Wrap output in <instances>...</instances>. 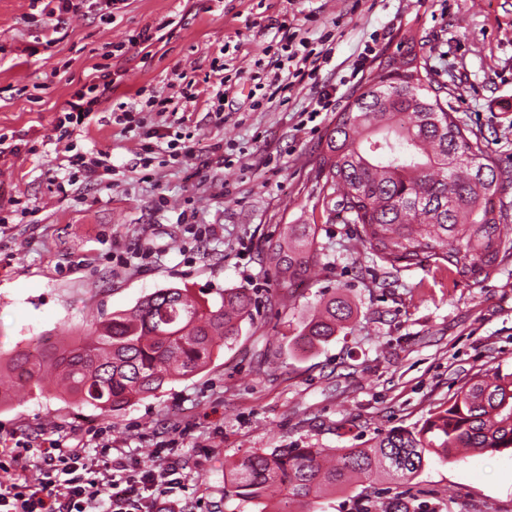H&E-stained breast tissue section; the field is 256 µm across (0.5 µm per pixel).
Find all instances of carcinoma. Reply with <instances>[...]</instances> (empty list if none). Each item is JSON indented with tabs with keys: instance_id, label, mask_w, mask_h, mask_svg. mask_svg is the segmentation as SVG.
<instances>
[{
	"instance_id": "1",
	"label": "carcinoma",
	"mask_w": 512,
	"mask_h": 512,
	"mask_svg": "<svg viewBox=\"0 0 512 512\" xmlns=\"http://www.w3.org/2000/svg\"><path fill=\"white\" fill-rule=\"evenodd\" d=\"M450 97L405 33L336 114L314 164L327 219L345 213L372 260L393 271L432 264L469 280L512 254L503 234L512 210L502 200L499 163L482 138L456 123ZM316 258L313 224H293L291 242L270 239L262 248V261L288 284L308 276ZM218 296L196 302L185 288H160L99 321L88 339L59 345L42 336L0 364V403L14 387L52 384L62 396L110 411L194 376L251 316L248 289ZM353 314L348 299L333 296L303 320L297 337L316 348ZM462 450L512 451V373L472 374L421 427L380 433L365 448L252 452L230 471L227 493L251 502L285 489V503L302 507L362 478L412 480L429 455L448 459Z\"/></svg>"
}]
</instances>
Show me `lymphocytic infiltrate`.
<instances>
[{
  "instance_id": "obj_1",
  "label": "lymphocytic infiltrate",
  "mask_w": 512,
  "mask_h": 512,
  "mask_svg": "<svg viewBox=\"0 0 512 512\" xmlns=\"http://www.w3.org/2000/svg\"><path fill=\"white\" fill-rule=\"evenodd\" d=\"M320 57L300 53L295 37L283 33L275 51L273 70L267 81L256 82L259 95L254 108L274 104L278 97L305 80L313 78ZM123 78L110 65L95 66L91 79L75 91L56 120L68 142V176L88 183L102 180L112 164L107 155L75 150L69 139L82 128L96 108L111 100L112 91ZM196 93L181 90L179 98L150 96L140 105L118 103L113 119L125 132L139 139L155 137V129L136 119V111L165 114L178 112L181 102L196 101ZM103 460L95 462L91 450ZM112 441L103 431L78 439L71 447L61 440L45 439L40 451L16 442L14 449L0 454V470L34 471V479L11 483L0 492V512H170L173 482L171 469L147 467L126 456H112Z\"/></svg>"
}]
</instances>
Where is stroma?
Here are the masks:
<instances>
[{
  "instance_id": "35a3bbf8",
  "label": "stroma",
  "mask_w": 512,
  "mask_h": 512,
  "mask_svg": "<svg viewBox=\"0 0 512 512\" xmlns=\"http://www.w3.org/2000/svg\"><path fill=\"white\" fill-rule=\"evenodd\" d=\"M168 20L175 27L163 41L135 44ZM283 21L316 50L333 32L331 61L316 83L255 110L249 76ZM46 23L30 0H0V133L29 140L28 151L0 158V352L35 336L77 340L169 286L209 300L243 287L254 305L203 372L113 412L25 389L0 405V438L37 443L107 426L113 446L146 466L165 443L162 464L180 478L172 497L186 512H258L224 492L230 466L247 454L363 448L377 433L421 426L473 373L512 372V257L475 280L432 265L390 274L365 258L356 225L327 220L318 200L313 159L336 115L310 122L304 113L365 47L375 66L412 30L436 79L455 91L457 122L499 160L512 201V0H124L108 24L84 11L54 33ZM217 59L233 86L223 117L201 105L177 121L147 113V125L192 155L177 165L159 147L139 166L140 142L115 124L113 102L175 95L178 73L205 89ZM106 62L125 75L72 140L110 156L116 172L59 195L58 112ZM195 224L217 225V237L198 240ZM292 224L315 225L319 251L314 273L284 287L261 249ZM339 291L357 315L327 344L301 350L306 311ZM368 495L410 512H512V455L434 456L414 480L364 482L305 512H360Z\"/></svg>"
}]
</instances>
